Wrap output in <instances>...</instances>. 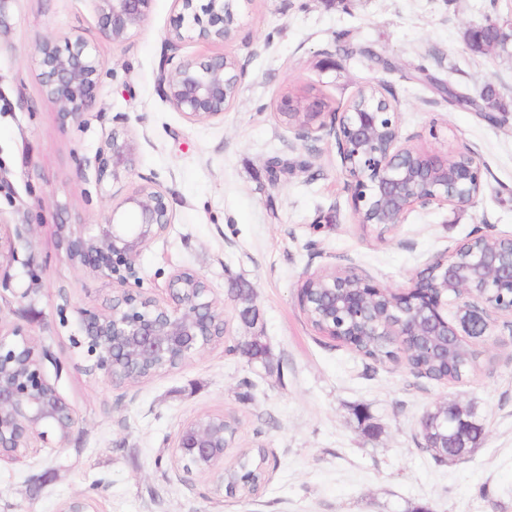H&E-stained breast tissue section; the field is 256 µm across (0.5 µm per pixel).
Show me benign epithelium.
I'll return each instance as SVG.
<instances>
[{
    "instance_id": "7a95c632",
    "label": "benign epithelium",
    "mask_w": 512,
    "mask_h": 512,
    "mask_svg": "<svg viewBox=\"0 0 512 512\" xmlns=\"http://www.w3.org/2000/svg\"><path fill=\"white\" fill-rule=\"evenodd\" d=\"M98 15L101 36L120 44L143 26L150 0H90ZM180 22L168 34L172 53L163 63L159 91L190 123L224 120L236 100L243 76L238 59L224 53L204 61L176 58L180 43L195 37L211 42L235 38L239 28V0H173ZM43 95L58 109L63 124H80L92 107L104 61L96 47L80 35L62 39L40 36L32 45ZM296 102L283 95L277 115L307 144L323 136L334 138L341 172L351 187L357 223L384 234L402 223L416 207L463 206L482 192L483 174L473 152L461 150L445 159L425 156L402 141L396 105L374 86L361 89L342 112L322 120L327 103L306 101L305 118L294 117ZM132 139L110 132L97 154L98 181L110 185L134 171ZM166 194L151 182L141 183L112 206L102 224H63L60 248L67 260L112 285V297L102 308L77 310L79 335L89 372H102L115 385L130 383L126 370L148 363L156 372L170 370V361L189 360L216 340H224V308L211 288L190 269L175 270L166 283V298L140 288L141 252L173 223ZM21 262L27 283L22 299L42 288L36 273L34 226L15 225L0 236V286H11L13 263ZM310 275L299 290L304 314L321 313L319 332L336 339V313L356 326L367 320L374 306L384 304L392 317L372 327L395 353H403L406 337L437 339L445 359L459 347L491 335L498 319L512 318V235L476 228L447 253L437 255L416 272L407 288H390L351 267ZM457 302L455 320H448V298ZM48 349L23 328L0 327V461H20L37 450L36 443L64 441L77 425L71 405L46 377ZM174 448L186 476L208 474L214 490L224 488L230 445L224 430L200 418L183 424Z\"/></svg>"
}]
</instances>
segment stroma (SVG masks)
Listing matches in <instances>:
<instances>
[{
    "mask_svg": "<svg viewBox=\"0 0 512 512\" xmlns=\"http://www.w3.org/2000/svg\"><path fill=\"white\" fill-rule=\"evenodd\" d=\"M176 16L173 0H151L144 27L113 44L90 0L0 5V231L35 225L43 284L32 304L0 288V327H24L49 347L45 373L78 418L66 440L0 463V512H59L79 493L98 512H512L511 321L476 341L474 373L440 383L321 335L298 302L316 271L352 266L403 288L477 226L512 234V113L491 121L468 104L490 82L512 105V41L476 55L463 38L489 20L512 30V0H244L232 42L187 40L177 50L194 59L222 51L244 68L223 121L195 124L158 90ZM70 34L96 44L105 67L94 108L65 126L40 92L31 47L35 36ZM368 85L386 89L417 150L475 152L483 190L474 203L415 208L382 238L357 223L334 140L306 149L276 101L305 93L341 112ZM112 131L135 139L137 160L107 187L95 157ZM276 156L296 166L274 184L266 162ZM145 178L164 190L174 221L138 258L143 288L164 297L174 270H195L224 305L227 335L179 368L115 385L85 372L71 342L77 309L100 306L110 286L67 261L57 226L103 223ZM240 285L255 318L240 317ZM251 336L262 337L270 366L233 352ZM445 401L474 407L484 434L466 458L439 462L420 422ZM215 413L240 418L238 447L265 448L257 495L213 494L209 478L184 481L174 465L179 428ZM35 474L48 477L37 490Z\"/></svg>",
    "mask_w": 512,
    "mask_h": 512,
    "instance_id": "1",
    "label": "stroma"
}]
</instances>
